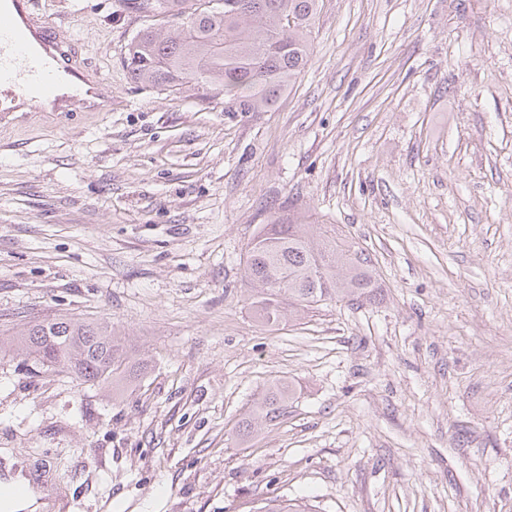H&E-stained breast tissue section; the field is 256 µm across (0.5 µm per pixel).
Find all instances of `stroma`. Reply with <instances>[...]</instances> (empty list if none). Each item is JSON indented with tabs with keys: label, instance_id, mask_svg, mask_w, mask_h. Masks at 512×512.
<instances>
[{
	"label": "stroma",
	"instance_id": "1",
	"mask_svg": "<svg viewBox=\"0 0 512 512\" xmlns=\"http://www.w3.org/2000/svg\"><path fill=\"white\" fill-rule=\"evenodd\" d=\"M36 2L112 109L0 123V462L59 512H512V0H320L269 112L134 83L124 0ZM292 207L369 254L375 301L255 319L247 245ZM58 316L137 372L36 364L16 339ZM296 390L288 380H279L271 384L259 398L254 401L247 417L238 426V436L249 437L261 430L264 425L278 419L294 399ZM290 500L281 499L280 497H266L264 499L252 501L246 511L243 512H318L317 509L308 507L306 504L289 502Z\"/></svg>",
	"mask_w": 512,
	"mask_h": 512
}]
</instances>
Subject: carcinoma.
<instances>
[{
  "instance_id": "obj_1",
  "label": "carcinoma",
  "mask_w": 512,
  "mask_h": 512,
  "mask_svg": "<svg viewBox=\"0 0 512 512\" xmlns=\"http://www.w3.org/2000/svg\"><path fill=\"white\" fill-rule=\"evenodd\" d=\"M150 24L124 46L123 63L137 84L174 91L191 83L215 90L237 112H269L295 85L307 64L309 34L318 0H126ZM243 275L271 296L254 314L276 324L286 308L303 309L327 299L362 301L376 288L368 254L328 235L293 210L260 227L247 245ZM288 295L284 308L275 297ZM18 342L36 362L68 374L80 385L119 383L131 369L112 330L100 323L58 317L30 326ZM295 387L279 380L254 401L238 426L248 437L278 419ZM246 512H318L279 497L251 502Z\"/></svg>"
}]
</instances>
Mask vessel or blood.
Returning a JSON list of instances; mask_svg holds the SVG:
<instances>
[{
	"label": "vessel or blood",
	"instance_id": "obj_1",
	"mask_svg": "<svg viewBox=\"0 0 512 512\" xmlns=\"http://www.w3.org/2000/svg\"><path fill=\"white\" fill-rule=\"evenodd\" d=\"M31 7L32 0H0V94L38 109L56 94L63 64L55 52L68 44L69 37L55 34L49 25H36ZM89 92L99 98V111H111L112 90L100 80L90 86L82 80L71 83L70 108L84 105ZM0 485L12 499L27 501L41 481L29 471L11 482L0 476Z\"/></svg>",
	"mask_w": 512,
	"mask_h": 512
}]
</instances>
